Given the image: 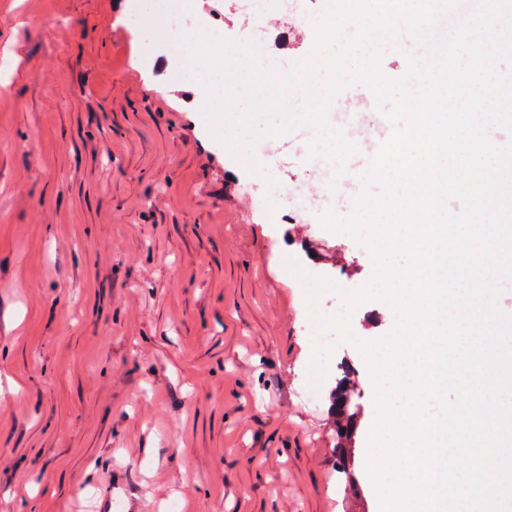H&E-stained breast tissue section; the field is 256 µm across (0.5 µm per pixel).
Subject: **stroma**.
<instances>
[{
	"label": "stroma",
	"mask_w": 512,
	"mask_h": 512,
	"mask_svg": "<svg viewBox=\"0 0 512 512\" xmlns=\"http://www.w3.org/2000/svg\"><path fill=\"white\" fill-rule=\"evenodd\" d=\"M127 0H0V512H75L111 486L135 512H377L368 471L378 416L356 346L390 333L389 303L362 302L355 342L331 335L327 388L354 380L357 424L339 465L327 404L302 393L311 311L281 252L267 178L318 170L288 138L264 174L213 139L201 68L147 69L171 41L127 28ZM315 17L270 16L255 35L275 76L314 54ZM190 92L187 100L173 87ZM388 125L363 86L331 108ZM342 177L309 216L321 275L373 273L367 245L325 229L352 215Z\"/></svg>",
	"instance_id": "35a3bbf8"
}]
</instances>
